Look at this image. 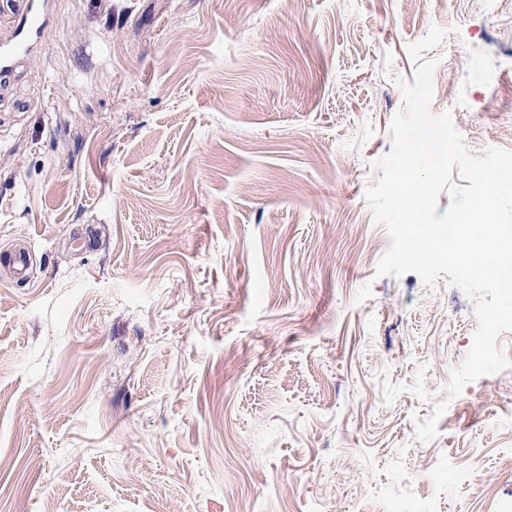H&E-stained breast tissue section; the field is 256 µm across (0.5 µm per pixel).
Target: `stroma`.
Here are the masks:
<instances>
[{
    "mask_svg": "<svg viewBox=\"0 0 512 512\" xmlns=\"http://www.w3.org/2000/svg\"><path fill=\"white\" fill-rule=\"evenodd\" d=\"M45 7L0 85V512H512V367L446 400L474 304L376 276L365 200L426 60L512 150V0Z\"/></svg>",
    "mask_w": 512,
    "mask_h": 512,
    "instance_id": "1",
    "label": "stroma"
}]
</instances>
